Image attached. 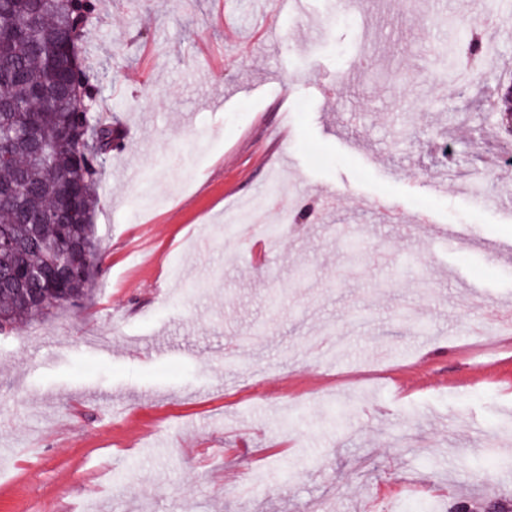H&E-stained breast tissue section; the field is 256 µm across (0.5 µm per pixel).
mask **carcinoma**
Instances as JSON below:
<instances>
[{
  "instance_id": "carcinoma-1",
  "label": "carcinoma",
  "mask_w": 512,
  "mask_h": 512,
  "mask_svg": "<svg viewBox=\"0 0 512 512\" xmlns=\"http://www.w3.org/2000/svg\"><path fill=\"white\" fill-rule=\"evenodd\" d=\"M87 10L85 0H0V234L17 244L0 253V272L24 275L50 261L64 267L49 287L31 284L40 290L38 305L0 290V327L86 295L94 279L95 261H77L75 246L94 251L97 186L117 131L95 115L97 91L84 65L89 111L33 96L65 77L62 33ZM457 42L473 59L487 51L471 28L461 29Z\"/></svg>"
}]
</instances>
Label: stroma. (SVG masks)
I'll list each match as a JSON object with an SVG mask.
<instances>
[{
    "label": "stroma",
    "instance_id": "obj_1",
    "mask_svg": "<svg viewBox=\"0 0 512 512\" xmlns=\"http://www.w3.org/2000/svg\"><path fill=\"white\" fill-rule=\"evenodd\" d=\"M93 2L98 272L0 331V512L512 501V345L464 334L512 304V4L303 0L266 44L254 0ZM275 179L297 220L259 263L275 209L225 220ZM458 45L462 52L466 53L470 58L477 59L483 56L486 51V45L482 38L474 29L463 28L459 32L457 38Z\"/></svg>",
    "mask_w": 512,
    "mask_h": 512
}]
</instances>
